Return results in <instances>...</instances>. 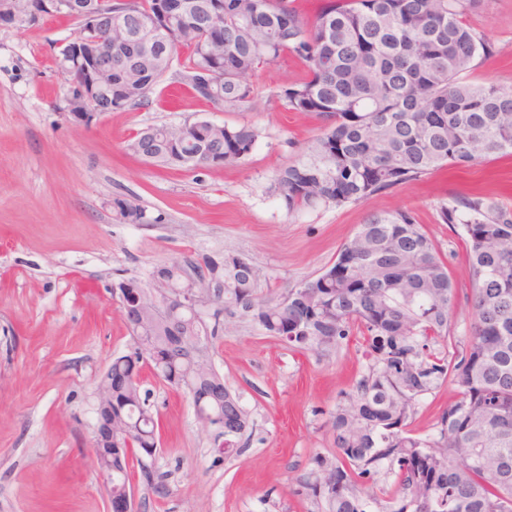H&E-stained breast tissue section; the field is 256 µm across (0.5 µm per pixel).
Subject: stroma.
<instances>
[{"label":"stroma","instance_id":"35a3bbf8","mask_svg":"<svg viewBox=\"0 0 512 512\" xmlns=\"http://www.w3.org/2000/svg\"><path fill=\"white\" fill-rule=\"evenodd\" d=\"M465 23L491 45L468 78L512 86V0H481ZM76 22L55 15L0 25V512H108L93 463L94 390L129 349L112 296L121 279L185 252H232L279 295L314 277L371 214L412 212L467 295V240L439 218L458 195L512 210V156L450 166L368 200L291 212L271 188L278 169L320 132L312 112L257 103L222 112L165 79L147 106L102 114L91 126L66 113L56 57ZM198 117L259 131L234 165L163 167L127 149L137 132ZM137 198L161 223L122 224L112 201ZM210 355L254 423L248 450L224 456L187 394L145 377L161 420L156 458L170 494L135 484L138 512H310L294 492L317 453L332 454L325 424L365 364L355 345L323 356L294 352L248 317L229 316Z\"/></svg>","mask_w":512,"mask_h":512}]
</instances>
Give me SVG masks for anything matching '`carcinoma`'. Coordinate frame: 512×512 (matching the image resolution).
Returning <instances> with one entry per match:
<instances>
[{
  "label": "carcinoma",
  "instance_id": "1",
  "mask_svg": "<svg viewBox=\"0 0 512 512\" xmlns=\"http://www.w3.org/2000/svg\"><path fill=\"white\" fill-rule=\"evenodd\" d=\"M480 0H321L306 21L294 0H137L143 30L164 38L178 60L174 79L222 112H240L265 96L290 112H313L320 133L274 177L290 212L364 201L446 165L467 167L512 153V87L472 84L464 75L488 52L464 22ZM301 59L305 79L267 95L250 77L284 55ZM130 70L112 71V96L101 112L149 102L168 73L133 42ZM249 123L206 117L182 131L140 132L128 150L168 167L238 163L257 139ZM117 221L153 224L135 198L112 203ZM445 224L468 238L470 303L466 336H456L458 288L435 245L407 211L373 214L344 243L336 261L278 297L260 294V270L246 256L182 255L148 279L117 283L119 300L136 305L127 324L130 350L108 372L137 381L112 397L139 479L169 495L155 461L159 418L142 391L148 368L192 399L195 415L224 419L215 444L247 451L250 415L214 367L209 344L234 308L287 348L323 353L355 341L366 360L330 415L335 453L313 455L295 493L321 512H368L381 471L395 477L389 512H512V213L483 197L457 196L440 208ZM204 260V279L186 287L184 265ZM212 298V310H164L189 293ZM451 384L432 435L410 429L416 406ZM131 486L124 463H112V495Z\"/></svg>",
  "mask_w": 512,
  "mask_h": 512
}]
</instances>
